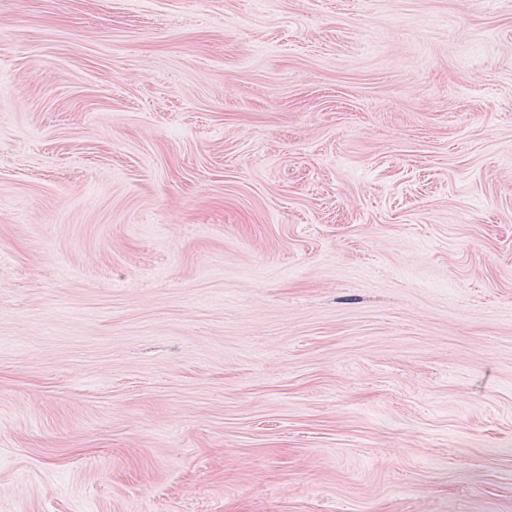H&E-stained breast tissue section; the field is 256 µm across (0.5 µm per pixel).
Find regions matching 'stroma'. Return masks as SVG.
<instances>
[{"mask_svg":"<svg viewBox=\"0 0 512 512\" xmlns=\"http://www.w3.org/2000/svg\"><path fill=\"white\" fill-rule=\"evenodd\" d=\"M0 512H512V0H0Z\"/></svg>","mask_w":512,"mask_h":512,"instance_id":"1","label":"stroma"}]
</instances>
